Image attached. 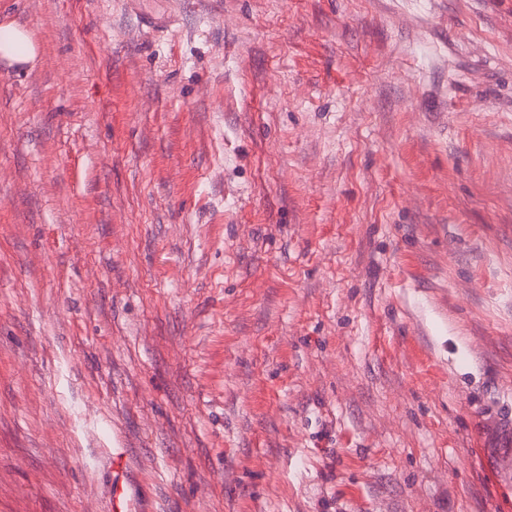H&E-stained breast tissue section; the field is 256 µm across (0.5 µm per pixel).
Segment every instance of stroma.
<instances>
[{
	"label": "stroma",
	"instance_id": "stroma-1",
	"mask_svg": "<svg viewBox=\"0 0 512 512\" xmlns=\"http://www.w3.org/2000/svg\"><path fill=\"white\" fill-rule=\"evenodd\" d=\"M0 512H512V0H0ZM36 46L26 31L10 23L0 24V58L10 64L22 65L33 60ZM112 471L116 479L112 485V511L113 512H143L137 504L136 492L128 483V461L121 448L112 450Z\"/></svg>",
	"mask_w": 512,
	"mask_h": 512
}]
</instances>
